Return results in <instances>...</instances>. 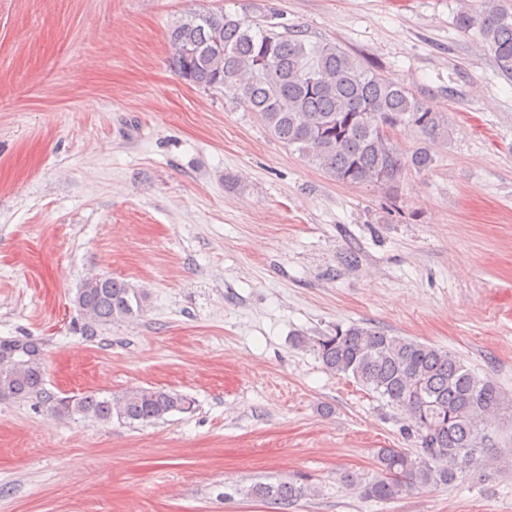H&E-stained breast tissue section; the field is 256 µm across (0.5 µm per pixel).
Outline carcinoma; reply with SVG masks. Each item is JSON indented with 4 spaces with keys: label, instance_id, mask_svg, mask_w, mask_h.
Listing matches in <instances>:
<instances>
[{
    "label": "carcinoma",
    "instance_id": "carcinoma-1",
    "mask_svg": "<svg viewBox=\"0 0 512 512\" xmlns=\"http://www.w3.org/2000/svg\"><path fill=\"white\" fill-rule=\"evenodd\" d=\"M456 27L475 30L498 69L512 77V0H474ZM178 78L204 90L222 89L253 113L272 136L339 182L393 190L411 169L434 163L429 148L403 155L395 134L412 127L429 143H448V116L401 84L387 82L367 61L333 44L312 46L298 26L260 21L244 9L190 12L168 31ZM146 293L107 275L86 279L74 305L85 316L82 333L138 316ZM31 338L0 339V354L19 362L0 364V388L12 400L44 393L43 364L19 352ZM324 368L352 378L408 421L402 429L415 447L381 448L378 472L346 482L367 499L387 501L419 489L452 485L481 474L496 460L491 425L512 404L490 378L467 368L448 349L398 336L371 324L336 327L312 341ZM52 415H74L107 425L113 418L150 423L192 410L185 395L163 387H130L99 397L47 398ZM245 499L288 506L315 490L292 480L255 482L236 489Z\"/></svg>",
    "mask_w": 512,
    "mask_h": 512
}]
</instances>
